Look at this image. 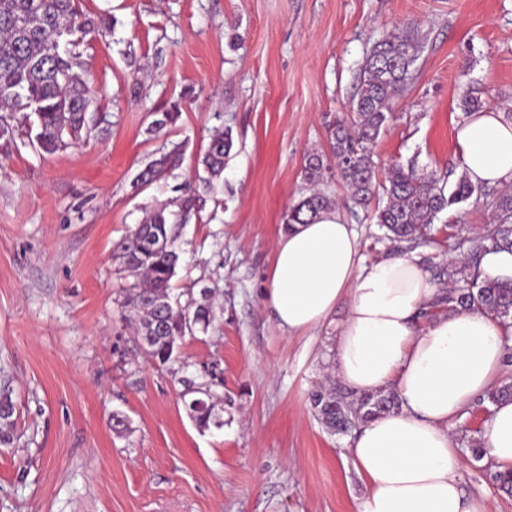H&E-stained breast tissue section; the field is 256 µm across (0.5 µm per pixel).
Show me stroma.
Wrapping results in <instances>:
<instances>
[{
  "label": "stroma",
  "mask_w": 512,
  "mask_h": 512,
  "mask_svg": "<svg viewBox=\"0 0 512 512\" xmlns=\"http://www.w3.org/2000/svg\"><path fill=\"white\" fill-rule=\"evenodd\" d=\"M111 16L87 36L84 76L108 128L46 155L0 140V390L15 406L0 441V512H359L366 492L309 399L334 364L346 310L288 335L265 304L273 243L303 187L308 154H329L364 54L407 23L425 35L415 82L374 147L457 165L461 97L512 109V0H83ZM179 104L164 140L155 115ZM234 146L220 185L182 226L172 280L181 304L209 289L214 320L185 336L186 365L147 361L121 317L130 279L112 259L143 209L192 177L216 127ZM184 146L178 177L134 190L161 143ZM221 360L214 412L185 414L182 379ZM128 420L112 429L113 413ZM493 465L466 459L460 483L512 512Z\"/></svg>",
  "instance_id": "obj_1"
}]
</instances>
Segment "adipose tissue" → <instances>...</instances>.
Returning a JSON list of instances; mask_svg holds the SVG:
<instances>
[{
	"label": "adipose tissue",
	"mask_w": 512,
	"mask_h": 512,
	"mask_svg": "<svg viewBox=\"0 0 512 512\" xmlns=\"http://www.w3.org/2000/svg\"><path fill=\"white\" fill-rule=\"evenodd\" d=\"M458 162L475 183H512V121L476 112L456 130ZM445 288L419 258L367 262L340 209L281 232L265 300L279 327L300 334L346 307L334 372L355 394L394 391L397 410L363 424L349 453L365 481L360 512H488L460 486L463 411L483 396L505 354L497 321L446 310ZM484 452L512 469V401L490 408Z\"/></svg>",
	"instance_id": "ef3b65f1"
}]
</instances>
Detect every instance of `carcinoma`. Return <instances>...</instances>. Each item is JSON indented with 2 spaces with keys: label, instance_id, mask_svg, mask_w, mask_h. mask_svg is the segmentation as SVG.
I'll return each mask as SVG.
<instances>
[{
  "label": "carcinoma",
  "instance_id": "carcinoma-1",
  "mask_svg": "<svg viewBox=\"0 0 512 512\" xmlns=\"http://www.w3.org/2000/svg\"><path fill=\"white\" fill-rule=\"evenodd\" d=\"M110 29L104 15L92 16L81 0H0V139L14 137V123L25 128L31 144L53 155L75 147L93 134L102 135L91 111L93 100L84 79L79 45L95 30ZM423 48L415 26L395 27L383 34L366 52L358 76L351 113L329 129L330 150L337 172L346 186L352 207L368 210L383 237L415 249L429 242L434 221L446 211L480 198L484 186L466 176L449 183V173L424 172L415 159L395 161L384 182L377 181L373 146L392 118V107L415 80V63ZM178 105L154 119L148 133L158 138L180 120ZM233 148L232 131L217 127L199 161L195 176L204 192L221 179ZM184 146L158 150V155L139 171L133 187L151 185L174 175L183 159ZM329 166L321 154L306 157L299 200L288 207L284 228L312 222L332 209L335 201L319 188ZM173 211L164 205L145 217L116 245L113 259L133 277L119 302L122 316L134 321L135 334L146 355L160 366L182 362L180 341L194 329H206L213 320L206 292L181 307L173 301L172 279L181 260V225L205 204L189 185L174 187ZM497 223L470 240L467 252L470 274L448 289V309L480 311L509 328L512 326V279H490L480 272L481 255L490 250L512 251V192L496 203ZM200 372L202 384L184 381L181 401L188 417L200 428L215 422L212 388L223 386L214 368ZM314 408L333 432H347L399 407L391 391L349 397L334 389L312 395Z\"/></svg>",
  "mask_w": 512,
  "mask_h": 512
}]
</instances>
